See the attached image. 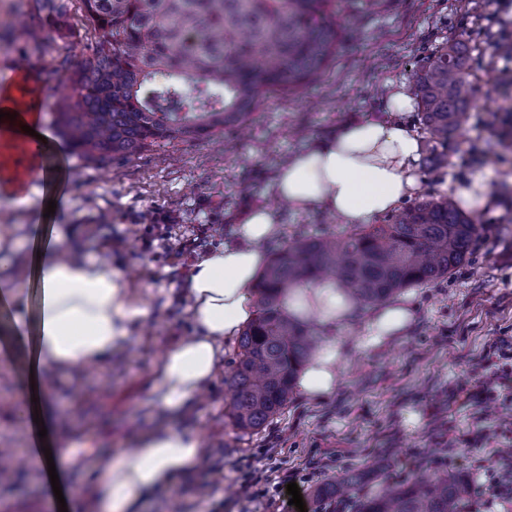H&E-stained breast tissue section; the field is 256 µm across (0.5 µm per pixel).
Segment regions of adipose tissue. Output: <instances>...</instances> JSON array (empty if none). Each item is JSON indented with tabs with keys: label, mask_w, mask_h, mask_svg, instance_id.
Masks as SVG:
<instances>
[{
	"label": "adipose tissue",
	"mask_w": 512,
	"mask_h": 512,
	"mask_svg": "<svg viewBox=\"0 0 512 512\" xmlns=\"http://www.w3.org/2000/svg\"><path fill=\"white\" fill-rule=\"evenodd\" d=\"M40 95L30 73L0 88V138H25L26 128L40 129ZM414 99L404 86L394 87L384 113L350 120L335 134L316 140L278 171L280 199L297 212L321 208L342 223L370 224L396 211L418 187L415 163L417 134L404 117ZM34 249L35 290L0 280V308L12 314V334L31 338L28 367L34 374V399L23 400L24 424L42 418L47 437L35 441L33 457L46 467L44 451L54 448L55 423L48 403L45 374L97 365L122 347L146 316L130 300L122 274L111 264L82 259L61 234L40 223L29 226ZM280 227L276 212L258 207L239 224L235 242L212 249L190 273V318L193 334L173 345L158 366V401L176 411L194 397L217 372L225 342L233 339L255 315L251 290L267 262L264 244ZM287 309L313 318L321 346L305 366L299 388L314 401L327 398L340 378L342 344L337 337L356 306L336 282L302 283L291 289ZM376 348L401 336L412 310L406 300L368 308ZM201 440L187 430L167 428L140 435L134 449L102 464L95 486L103 512H129L137 502L169 486L201 461Z\"/></svg>",
	"instance_id": "1"
}]
</instances>
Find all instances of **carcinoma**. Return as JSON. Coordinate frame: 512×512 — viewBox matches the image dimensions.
I'll return each instance as SVG.
<instances>
[{
	"label": "carcinoma",
	"instance_id": "cac0c4a2",
	"mask_svg": "<svg viewBox=\"0 0 512 512\" xmlns=\"http://www.w3.org/2000/svg\"><path fill=\"white\" fill-rule=\"evenodd\" d=\"M61 32L70 0H34ZM358 0H81L91 56L59 68L74 93L54 113L58 133L84 158L105 162L250 120L265 95L319 75L334 55L336 8ZM477 47L454 38L413 74L429 166L448 163L474 101ZM476 220L449 199H422L389 224L306 236L275 252L256 286L254 318L239 335L225 380L234 428L257 431L288 405L313 351L308 323L288 312L293 286L336 279L361 304L448 278L471 252ZM469 485L448 470L359 500L354 512H461Z\"/></svg>",
	"mask_w": 512,
	"mask_h": 512
}]
</instances>
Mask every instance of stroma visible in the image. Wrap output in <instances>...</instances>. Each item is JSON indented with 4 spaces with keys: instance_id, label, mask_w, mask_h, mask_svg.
<instances>
[{
    "instance_id": "35a3bbf8",
    "label": "stroma",
    "mask_w": 512,
    "mask_h": 512,
    "mask_svg": "<svg viewBox=\"0 0 512 512\" xmlns=\"http://www.w3.org/2000/svg\"><path fill=\"white\" fill-rule=\"evenodd\" d=\"M359 15L336 14L341 38L336 56L316 78L291 92L266 95L245 130H224L116 156L105 164L80 157L54 137L49 164L64 173L58 197L32 179L19 194L0 193V229L13 248L0 252V275L30 281L33 243L27 226L43 216L63 233L77 256L109 255L134 301L149 311L129 343L92 373L47 377L57 417L56 445L75 458L56 500L41 470L0 485V512H101L88 474L102 458L131 449L142 433L172 426L199 435L204 455L197 468L145 499L140 512H313L315 491L360 470L371 473L370 490L401 484L439 467L469 479L475 512H512L511 500L493 495V478L512 473V442L482 444L469 438L512 418V392L465 400L473 363L486 349L512 346V77L497 70V44L486 30L501 12L500 0H358ZM72 29L60 35L40 24L32 0H0V86L19 70L33 73L41 88L44 126H51L64 77L57 62H84L91 54L79 8ZM475 44L476 96L440 173L418 159L414 199L451 198L457 187L483 177L489 201L476 210L482 229L469 259L448 277L405 289L413 319L405 333L364 348V315L339 338L341 375L333 393L318 403L294 392L287 408L255 432L232 427L225 415L236 342H228L216 378L202 395L170 414L156 400V369L169 347L189 336L188 275L207 251L234 242L239 221L256 205L275 210L280 231L265 243L273 252L307 231L341 232L345 226L315 208L295 212L278 200L275 177L283 157L335 133L342 123L380 112L393 86L451 36ZM46 43L31 53L33 42ZM54 215H46L48 202ZM30 340L11 333V316L0 310V448H26L30 431L16 416L27 395L25 365ZM295 477L304 508L288 494L272 497L278 476ZM257 493H241L246 483Z\"/></svg>"
}]
</instances>
